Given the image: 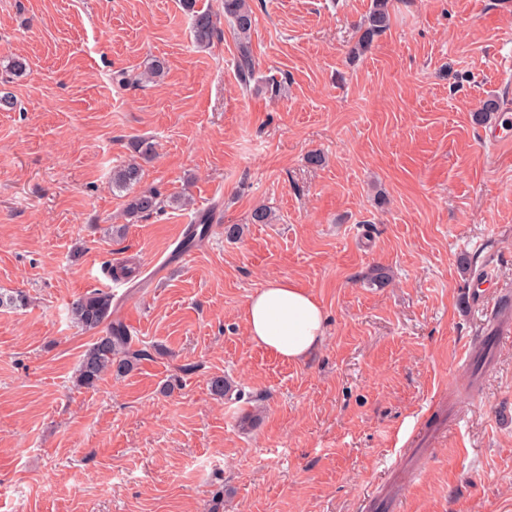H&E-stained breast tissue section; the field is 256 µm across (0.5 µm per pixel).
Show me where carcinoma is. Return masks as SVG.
Masks as SVG:
<instances>
[{
  "label": "carcinoma",
  "mask_w": 512,
  "mask_h": 512,
  "mask_svg": "<svg viewBox=\"0 0 512 512\" xmlns=\"http://www.w3.org/2000/svg\"><path fill=\"white\" fill-rule=\"evenodd\" d=\"M390 0H375L367 23L362 29L355 50L364 51L374 39L389 26ZM184 6L192 14V31L195 42L201 46L210 44L217 35L216 18L210 11L194 8L193 0H183ZM224 16L228 19L234 35L238 39L239 55L237 73L244 85H249L254 77V57L249 42L255 23L249 0H224ZM167 69L165 60L153 58L136 82H148L163 75ZM141 168L136 162H128L113 171L112 184L118 189H129L140 180ZM161 206L160 195L154 190L141 191L133 195L127 203L129 215L148 214ZM214 214L208 210L198 214L196 222L188 228L179 250L187 251L201 243L213 223ZM112 295L102 290H92L77 299L70 306L73 321L86 332L97 334L95 342L84 352L79 364L77 385L93 388L108 372L119 375L133 370L144 356L141 351L130 350V334L126 327L112 320Z\"/></svg>",
  "instance_id": "obj_1"
}]
</instances>
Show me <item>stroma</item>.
I'll list each match as a JSON object with an SVG mask.
<instances>
[{
    "mask_svg": "<svg viewBox=\"0 0 512 512\" xmlns=\"http://www.w3.org/2000/svg\"><path fill=\"white\" fill-rule=\"evenodd\" d=\"M372 3L250 0L245 87L228 22L197 46L180 0H0V291L28 298L0 308V512H364L374 489L396 512H512V335L489 368L466 355L479 278L512 291V148L472 120L512 107V0H391L356 57ZM154 57L163 78L117 80ZM141 137L137 188L166 204L130 220L112 172ZM126 259L145 356L79 387L94 336L68 306ZM275 278L325 310L307 361L249 339ZM375 5L370 12L367 23L362 29L359 37L357 46L354 47L352 53H359V50L364 51L368 49L373 43L374 39L383 33L389 26L390 12L389 2L390 0H374ZM213 220L214 214L211 210L198 214L195 224H191L188 228L178 250L187 251L201 243L205 239L209 230V224H212Z\"/></svg>",
    "mask_w": 512,
    "mask_h": 512,
    "instance_id": "35a3bbf8",
    "label": "stroma"
}]
</instances>
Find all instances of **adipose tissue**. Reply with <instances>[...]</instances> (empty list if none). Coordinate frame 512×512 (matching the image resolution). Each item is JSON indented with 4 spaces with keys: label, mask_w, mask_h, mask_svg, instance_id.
Masks as SVG:
<instances>
[{
    "label": "adipose tissue",
    "mask_w": 512,
    "mask_h": 512,
    "mask_svg": "<svg viewBox=\"0 0 512 512\" xmlns=\"http://www.w3.org/2000/svg\"><path fill=\"white\" fill-rule=\"evenodd\" d=\"M246 318L250 340L287 361L306 358L325 340L321 305L291 281L263 283L248 298Z\"/></svg>",
    "instance_id": "obj_1"
}]
</instances>
